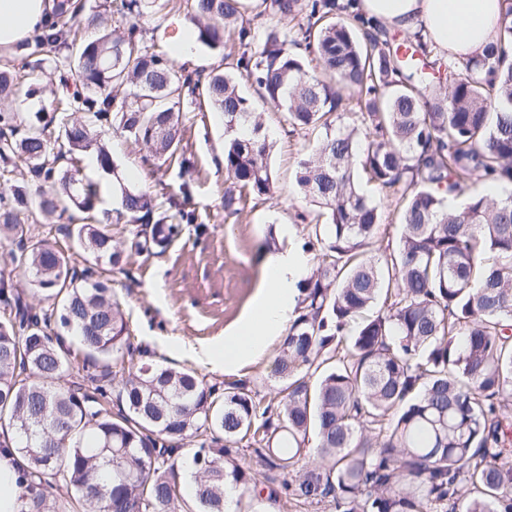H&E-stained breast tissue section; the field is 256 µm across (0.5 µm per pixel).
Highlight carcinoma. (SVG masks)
Returning <instances> with one entry per match:
<instances>
[{"label": "carcinoma", "mask_w": 512, "mask_h": 512, "mask_svg": "<svg viewBox=\"0 0 512 512\" xmlns=\"http://www.w3.org/2000/svg\"><path fill=\"white\" fill-rule=\"evenodd\" d=\"M158 0H113L122 17ZM197 40L224 46L241 0H186ZM485 54L425 75L437 61L421 33L396 42L336 0H314L299 35L277 29L233 69L264 101L288 114L291 133L321 127L300 159L296 182L319 208L304 223L317 263L299 285L274 374L277 404L262 405L250 383L223 388L196 372L130 359L129 325L110 280L77 273L48 240H33L25 215L69 214L76 246L96 266L116 265L112 220L151 225L130 247L151 252L174 240L195 211L168 196L120 185L121 208H99L98 184L57 167L62 154L36 120L0 113V156L9 173L51 183L0 192V238L11 263L30 274L42 305L23 302L0 279V442L27 461L20 512H58L49 489L64 483L81 512H224L231 483L272 499L230 459L243 444L286 477L285 494L336 512H512V193H471L477 181L512 186V0ZM349 14L344 19L342 15ZM100 17L84 0H57L34 51L66 45L81 90L58 96V138L70 150L97 143L102 127L147 147L157 169H195L182 145L180 100L224 114V210L273 198L272 143L231 72L179 70L146 45L136 25L121 35L78 38ZM319 67L310 69L305 54ZM360 124H335L342 92ZM29 97L0 70V98ZM367 180L394 203L396 248L376 254L384 215L355 183ZM382 303L369 317L361 314ZM74 332L94 368L67 380L71 362L51 326ZM116 396L117 413L105 404ZM199 437L192 501L179 481L183 441ZM318 462L294 473L311 438Z\"/></svg>", "instance_id": "cac0c4a2"}]
</instances>
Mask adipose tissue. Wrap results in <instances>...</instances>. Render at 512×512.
Here are the masks:
<instances>
[{
  "label": "adipose tissue",
  "instance_id": "1",
  "mask_svg": "<svg viewBox=\"0 0 512 512\" xmlns=\"http://www.w3.org/2000/svg\"><path fill=\"white\" fill-rule=\"evenodd\" d=\"M53 0H0V47L9 49L42 33ZM505 0H352V10L370 24L426 36L436 57L462 60L482 55L492 43ZM309 258L298 251L269 254L268 277L223 353L208 349L196 357L232 370L261 356L271 338L295 316L297 286ZM24 459L16 449L0 450V512H20V473Z\"/></svg>",
  "mask_w": 512,
  "mask_h": 512
}]
</instances>
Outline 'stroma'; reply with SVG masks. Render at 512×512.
I'll return each mask as SVG.
<instances>
[{
    "label": "stroma",
    "mask_w": 512,
    "mask_h": 512,
    "mask_svg": "<svg viewBox=\"0 0 512 512\" xmlns=\"http://www.w3.org/2000/svg\"><path fill=\"white\" fill-rule=\"evenodd\" d=\"M184 20V13L177 10L164 15L149 9L134 23L152 36L155 51L166 55ZM66 55L60 45L34 56L22 48L1 53V66L33 68L40 78L30 99L2 100L0 112H37L42 119H50L54 97L62 91L59 78L63 75L57 64ZM240 90L261 112L273 143L270 163L278 187L276 196L267 201H248L234 214L225 212L224 116L184 101V142L197 162L188 179L187 204L195 211L197 221L183 225L173 242L149 254L131 251L133 224L113 225L112 234L123 251L122 261L109 268L105 276L126 313L135 347L163 365L195 370L208 383L220 387L249 380L259 399L267 402L277 398L280 389L272 370L282 338L271 340L263 356L232 373L194 360L188 350L223 347L225 336L250 310L263 282L262 259L266 253L303 249L306 236L296 214L306 210L307 204L298 191L296 170L301 155L312 151L324 131L317 128L289 135L283 112L264 103L253 80H241ZM103 141L127 185L154 195L165 189L177 192L181 183L177 169L163 176L156 174L149 151L113 131H105ZM233 459L243 470L262 479L271 478L278 491L269 503L271 512H331L325 505L295 506L279 491L282 481L278 471L268 470L253 450L238 451Z\"/></svg>",
    "instance_id": "obj_1"
}]
</instances>
